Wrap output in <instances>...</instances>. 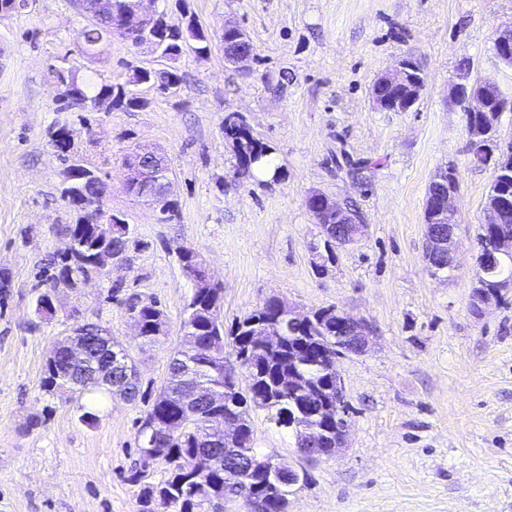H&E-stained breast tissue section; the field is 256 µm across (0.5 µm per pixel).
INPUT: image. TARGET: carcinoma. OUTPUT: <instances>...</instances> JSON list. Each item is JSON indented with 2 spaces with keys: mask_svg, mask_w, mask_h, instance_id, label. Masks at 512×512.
<instances>
[{
  "mask_svg": "<svg viewBox=\"0 0 512 512\" xmlns=\"http://www.w3.org/2000/svg\"><path fill=\"white\" fill-rule=\"evenodd\" d=\"M126 0H112V14L92 16L84 10L79 13L87 19L76 38L84 45L96 42L104 33V28L112 21L123 17ZM170 41L160 43L156 51L172 59L178 56L181 45L194 49L199 55L208 51V38L202 28L192 18L183 25L170 26ZM79 99L80 111L90 112L97 103L106 99L111 105L124 104L137 107L140 100L123 85L100 87L86 84L77 69H72ZM224 136L233 141L238 167L250 172L266 165L272 155V148L256 139L243 120L229 115L224 118ZM502 193L507 200L500 223L481 230L479 243L489 242L502 230L512 233V182L502 185ZM67 235L81 244L79 253L61 259L54 273L46 275V280L56 288L70 286L80 277L90 274L93 267L92 248L97 243L94 226L74 224L67 228ZM130 242V228L127 224H112V239L109 247L112 253L125 259ZM223 288H213L206 292L195 291L189 298L184 311L181 328L183 336L179 347L169 359L166 383L154 398L138 428V445L143 460L161 457L172 465L169 477L160 488L143 490L138 496L140 509L147 507L153 492L168 497V502L176 512H206V508L216 501H222L229 494L243 493L264 504L270 512H286L288 495V465L280 460L281 468L271 477L266 462L273 456H260L253 448L252 413L266 412L267 419L277 427H288L284 413L292 410L288 393V351L293 346H303L312 355L299 370V375L309 382L323 384L332 376L328 354L336 353V307L329 306L313 313V319L305 324H293L287 328V337L278 349H256L251 345L250 333L254 322L275 321L278 319L276 302L265 301L230 327H224L221 315ZM161 312L155 301L139 303V323L143 339H153L154 318ZM254 366L253 375L245 377L246 386L230 396L228 411L237 419L238 436L230 450L231 473L244 477V480H231L224 469L209 474H199L189 467L190 460L202 453L210 452L224 456V439H211L206 432V422L212 414L208 403L192 398L187 379L194 377L203 387L224 394V386L234 368L228 364V355L240 360L242 354ZM129 371L112 369V393L128 401L141 395L136 366L128 359ZM68 373L66 358L58 357L46 364L43 378L44 388L53 393L64 386ZM157 431L154 447H149L144 437Z\"/></svg>",
  "mask_w": 512,
  "mask_h": 512,
  "instance_id": "obj_1",
  "label": "carcinoma"
}]
</instances>
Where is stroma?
<instances>
[{"label": "stroma", "instance_id": "obj_1", "mask_svg": "<svg viewBox=\"0 0 512 512\" xmlns=\"http://www.w3.org/2000/svg\"><path fill=\"white\" fill-rule=\"evenodd\" d=\"M170 24L195 18L209 52L174 60L113 32L82 53L85 20L70 0H30L0 18V512H136L142 487L170 466L143 464L141 419L163 385L193 291L178 254L203 258L224 288L225 324L273 296L303 312L333 305L365 322L367 352L340 358L350 407L347 445L300 456L288 430L253 415V446L307 474L287 512H512V296L471 310L477 239L491 172L472 164L466 116L447 94L470 58L476 78L512 97V67L492 48L512 0H149ZM252 41L253 58L224 60V26ZM411 57L427 86L406 112L377 109L375 79ZM95 85L131 84L135 68L172 67L163 92L133 91L136 109L58 111L55 69ZM243 119L274 149L279 179L242 174L224 119ZM71 129L83 164L107 185L103 208L129 224L126 259L74 288H58L53 315L34 311L42 266L79 222L61 197L63 164L48 144ZM166 155L177 211L161 219L125 188L133 149ZM453 165L456 267L431 276L425 259L426 190ZM321 191L357 212L364 237L317 273L320 227L308 211ZM158 302L167 335L137 336L130 300ZM94 322L133 358L142 399L71 397L42 386L54 345ZM94 411L90 427L80 420Z\"/></svg>", "mask_w": 512, "mask_h": 512}]
</instances>
